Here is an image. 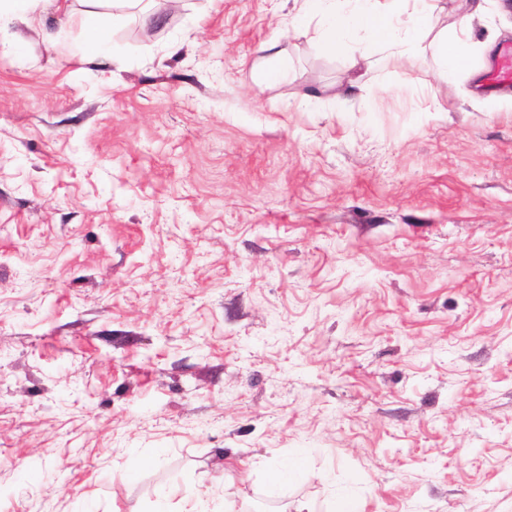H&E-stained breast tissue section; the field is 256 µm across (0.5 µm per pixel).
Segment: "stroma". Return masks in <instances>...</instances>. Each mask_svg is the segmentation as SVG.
Returning a JSON list of instances; mask_svg holds the SVG:
<instances>
[{"instance_id":"stroma-1","label":"stroma","mask_w":512,"mask_h":512,"mask_svg":"<svg viewBox=\"0 0 512 512\" xmlns=\"http://www.w3.org/2000/svg\"><path fill=\"white\" fill-rule=\"evenodd\" d=\"M444 112L297 0H147L105 56L0 41V512H512V100ZM276 42L287 81L259 78ZM300 464L283 492L273 469Z\"/></svg>"}]
</instances>
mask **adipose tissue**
<instances>
[{"label":"adipose tissue","instance_id":"adipose-tissue-1","mask_svg":"<svg viewBox=\"0 0 512 512\" xmlns=\"http://www.w3.org/2000/svg\"><path fill=\"white\" fill-rule=\"evenodd\" d=\"M301 17L315 20L313 40L333 51L357 35L346 81L336 91V100L360 90L359 70L372 54L410 57L432 38L433 55L442 78L456 86L475 50L473 23L484 12V0H473L470 11L452 29L441 28L440 0H299Z\"/></svg>","mask_w":512,"mask_h":512}]
</instances>
